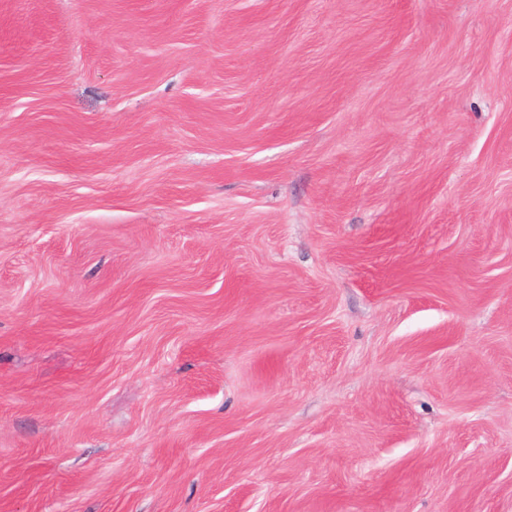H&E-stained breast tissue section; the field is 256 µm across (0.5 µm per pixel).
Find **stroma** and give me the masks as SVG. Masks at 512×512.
Here are the masks:
<instances>
[{
	"instance_id": "1",
	"label": "stroma",
	"mask_w": 512,
	"mask_h": 512,
	"mask_svg": "<svg viewBox=\"0 0 512 512\" xmlns=\"http://www.w3.org/2000/svg\"><path fill=\"white\" fill-rule=\"evenodd\" d=\"M0 512H512V0H0Z\"/></svg>"
}]
</instances>
